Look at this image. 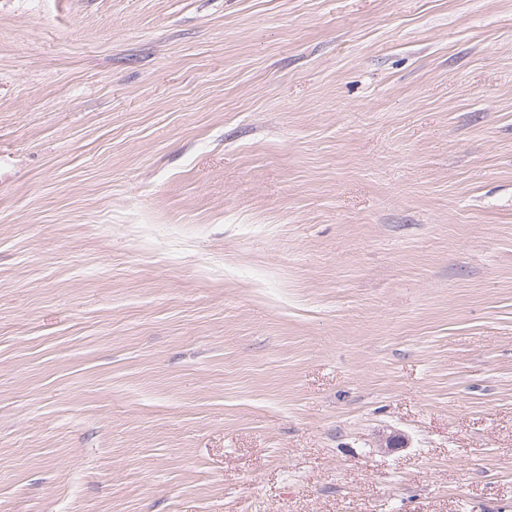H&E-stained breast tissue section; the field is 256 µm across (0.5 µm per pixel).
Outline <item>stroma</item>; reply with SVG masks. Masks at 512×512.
<instances>
[{"mask_svg": "<svg viewBox=\"0 0 512 512\" xmlns=\"http://www.w3.org/2000/svg\"><path fill=\"white\" fill-rule=\"evenodd\" d=\"M0 512H512V0H0Z\"/></svg>", "mask_w": 512, "mask_h": 512, "instance_id": "stroma-1", "label": "stroma"}]
</instances>
